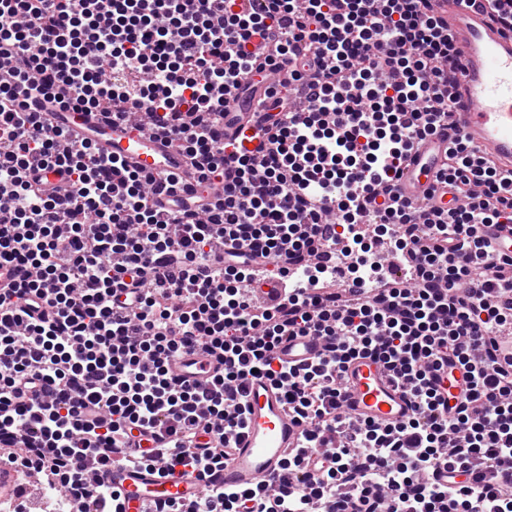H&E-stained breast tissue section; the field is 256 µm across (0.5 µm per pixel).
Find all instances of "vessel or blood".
Here are the masks:
<instances>
[{"label":"vessel or blood","instance_id":"b4317fda","mask_svg":"<svg viewBox=\"0 0 512 512\" xmlns=\"http://www.w3.org/2000/svg\"><path fill=\"white\" fill-rule=\"evenodd\" d=\"M437 4L461 52V71L453 88L461 110L453 114L448 128L427 137L414 162L405 169L399 189L405 199L448 209L457 204L455 194L450 187H435L434 179L444 160L449 132H459L473 148L488 151L512 171V35L503 33L467 0H437ZM50 119L53 125L70 129L77 140L96 146L100 155L152 171L161 180L162 199L189 196L193 174L184 150L170 136L149 128L111 125L87 112H54ZM479 234L497 252L512 256V224H483ZM321 351L318 338L302 336L277 348L275 359L301 368L311 364ZM217 369L215 359L200 349L170 365L174 377L197 384L208 383ZM342 384L343 404L354 419L391 425L412 413L404 388L371 357L363 355L347 363ZM246 416L245 429L230 438V459L223 471L207 479L190 473L161 478L154 471L116 462L101 473L100 480L120 492L126 512H140L143 502L149 500L177 498L188 503L209 492L246 489L272 480L298 445L302 427L289 415L282 391L259 376L247 384ZM17 492L13 466L0 461V505Z\"/></svg>","mask_w":512,"mask_h":512}]
</instances>
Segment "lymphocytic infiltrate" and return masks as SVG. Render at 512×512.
I'll list each match as a JSON object with an SVG mask.
<instances>
[{"mask_svg":"<svg viewBox=\"0 0 512 512\" xmlns=\"http://www.w3.org/2000/svg\"><path fill=\"white\" fill-rule=\"evenodd\" d=\"M283 64L251 115L259 152L225 153V94ZM459 73L434 0H0V459L69 512H107L97 476L133 434L163 436L133 459L163 476L223 467L256 374L302 426L284 473L158 512H512V258L476 233L512 223V173L456 133L437 179L457 207L397 196ZM25 91L107 123L147 113L222 197L162 209L152 175L70 140ZM340 243L372 287L313 264ZM273 278L287 292L269 306L253 289ZM288 336L320 337L322 358L275 364ZM196 347L223 370L175 382ZM360 354L407 390L406 422L346 413L338 377ZM456 366L468 387L450 408L435 377ZM441 467L477 477L450 488Z\"/></svg>","mask_w":512,"mask_h":512,"instance_id":"lymphocytic-infiltrate-1","label":"lymphocytic infiltrate"}]
</instances>
